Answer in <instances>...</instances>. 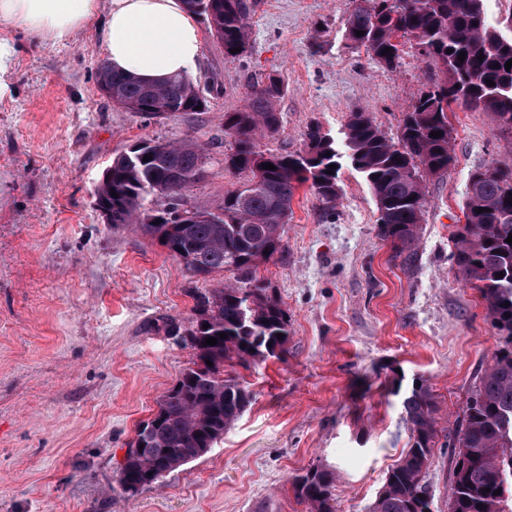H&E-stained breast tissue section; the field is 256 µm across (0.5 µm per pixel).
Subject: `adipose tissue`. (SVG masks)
<instances>
[{
  "mask_svg": "<svg viewBox=\"0 0 512 512\" xmlns=\"http://www.w3.org/2000/svg\"><path fill=\"white\" fill-rule=\"evenodd\" d=\"M98 0H0V25L66 43L97 18ZM100 33L114 71L144 82L192 77L201 53L198 25L181 0H110Z\"/></svg>",
  "mask_w": 512,
  "mask_h": 512,
  "instance_id": "adipose-tissue-1",
  "label": "adipose tissue"
}]
</instances>
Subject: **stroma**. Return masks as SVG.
Wrapping results in <instances>:
<instances>
[{"label":"stroma","mask_w":512,"mask_h":512,"mask_svg":"<svg viewBox=\"0 0 512 512\" xmlns=\"http://www.w3.org/2000/svg\"><path fill=\"white\" fill-rule=\"evenodd\" d=\"M352 8L258 0L234 62L203 32L193 82L208 107L161 120L100 93L96 25L67 44L0 27L16 46L11 93L0 98V512H306L291 481L317 467L335 475L336 512H368L412 444L401 400L420 378L440 416L422 482L431 512H448V440L499 344L478 290L456 278L451 233L464 221L469 172L512 160L496 117L460 104L449 114L454 160L426 183L414 265L379 236L374 197L350 164L334 212L301 187L283 253L257 269L288 313L287 356L241 370L252 400L206 455L133 495L118 484L138 426L194 360L182 342L194 294L241 279L190 277L133 226L104 223L94 189L136 142L191 139L210 161L188 200L220 211L249 180L224 167V115L271 74L287 91L281 126L260 150L300 151L314 123L342 140L352 112L396 137L436 67L409 42L394 72L349 49Z\"/></svg>","instance_id":"stroma-1"}]
</instances>
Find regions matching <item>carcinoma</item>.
<instances>
[{
    "instance_id": "cac0c4a2",
    "label": "carcinoma",
    "mask_w": 512,
    "mask_h": 512,
    "mask_svg": "<svg viewBox=\"0 0 512 512\" xmlns=\"http://www.w3.org/2000/svg\"><path fill=\"white\" fill-rule=\"evenodd\" d=\"M201 16L209 31L224 46V58L240 59L249 42L248 19L257 0H184ZM344 38L354 49H364L381 68L400 65L401 40L415 43L419 54L432 60L438 75L414 109L405 113L397 140L387 138L369 114L352 112L344 125L343 147L318 126L308 130L305 146L296 153L268 154L257 138L281 125L277 102L285 87L270 75L254 87L247 106L224 113V136L233 140L224 155L228 169L248 172L241 189L224 195L219 224H182L169 233L171 217L188 206L187 191L199 165L209 153L192 140L158 150L142 142L140 157L112 161V181L95 190L112 206L114 224H133L157 240L192 277H212L236 271L252 282L250 288L220 284L199 295L195 318L186 344L194 351L193 366L181 372L175 385L158 400L159 422L144 442L119 466V485L144 488L147 474L160 469L159 461L174 471L202 457L242 416L251 393L239 377L224 368L249 367L277 358L288 342V315L255 280L258 265L267 261L261 248L279 251L283 226L292 211L297 189L309 182L326 210L336 209L341 196L339 171L346 158L369 184L379 217L380 236L404 255V264L416 261L413 246L423 215L425 181L448 169L453 161L454 128L448 107L462 103L493 113L503 133L512 134V34L489 22L485 0H354ZM364 35L358 36L356 32ZM239 47L241 51L231 52ZM390 54H384L385 49ZM466 58L458 59L459 52ZM484 59H479V55ZM98 81L112 87V103L126 106L146 118H165L176 102L186 111L207 108L195 84L172 76L149 88L133 77L115 73L105 62L97 69ZM492 80L490 86L486 81ZM441 137H430L431 132ZM152 160L145 162L143 156ZM271 163L275 169L262 165ZM332 173H326L329 165ZM117 196H111V192ZM483 212H478V209ZM157 213L163 223L149 221ZM465 223L452 232V260L459 280L478 289L486 319L500 336L495 360L481 376L462 411L453 448V479L448 512H512V166L493 161L472 170L467 178L463 205ZM509 306H504V303ZM208 328H203V325ZM227 337H220V333ZM283 338H278V335ZM208 337L217 344H205ZM212 365H207V362ZM412 445L386 474L369 512H430L422 485L438 435V404L429 385L413 386L403 399ZM296 499L307 512H335V477L316 468L292 483ZM500 494H495V491ZM483 505L478 509L477 505Z\"/></svg>"
}]
</instances>
